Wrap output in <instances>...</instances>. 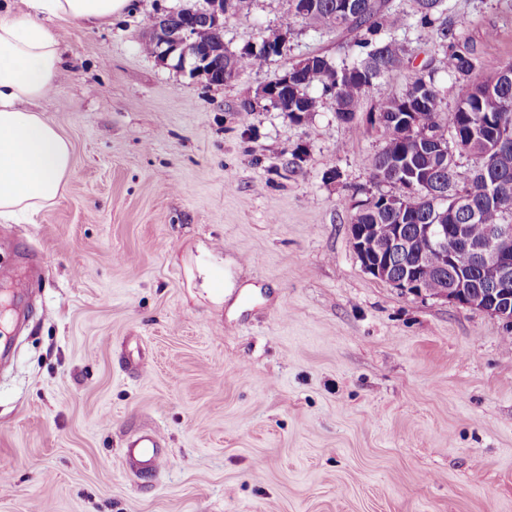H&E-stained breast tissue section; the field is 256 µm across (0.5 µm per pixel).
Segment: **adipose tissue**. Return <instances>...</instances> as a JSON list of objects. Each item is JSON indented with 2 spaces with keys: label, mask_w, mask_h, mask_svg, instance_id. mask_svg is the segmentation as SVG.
<instances>
[{
  "label": "adipose tissue",
  "mask_w": 512,
  "mask_h": 512,
  "mask_svg": "<svg viewBox=\"0 0 512 512\" xmlns=\"http://www.w3.org/2000/svg\"><path fill=\"white\" fill-rule=\"evenodd\" d=\"M0 9V219L37 214L62 196L69 141L30 102L56 87L63 56L51 28L108 24L132 0H21Z\"/></svg>",
  "instance_id": "obj_1"
}]
</instances>
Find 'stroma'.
<instances>
[{
    "instance_id": "35a3bbf8",
    "label": "stroma",
    "mask_w": 512,
    "mask_h": 512,
    "mask_svg": "<svg viewBox=\"0 0 512 512\" xmlns=\"http://www.w3.org/2000/svg\"><path fill=\"white\" fill-rule=\"evenodd\" d=\"M133 0L103 28L54 26L65 64L31 108L69 139L58 201L0 220V244L45 256L27 327L0 369V512H512V344L502 320L416 295L361 266L354 201L387 194L369 114L443 50L395 30L402 64L360 112L333 99L290 120L244 100L351 36L313 31L288 0H245L288 49L216 86L147 53ZM478 77L512 59V0H448ZM167 448L152 476L122 457L138 429Z\"/></svg>"
}]
</instances>
